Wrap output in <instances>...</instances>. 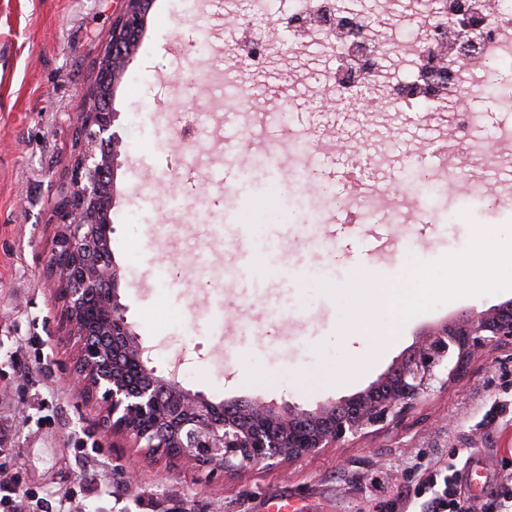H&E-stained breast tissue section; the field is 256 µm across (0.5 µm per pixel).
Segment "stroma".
Segmentation results:
<instances>
[{
    "mask_svg": "<svg viewBox=\"0 0 512 512\" xmlns=\"http://www.w3.org/2000/svg\"><path fill=\"white\" fill-rule=\"evenodd\" d=\"M124 0H0V480L19 479L32 493L25 512H58L70 494L72 512H270L294 498L302 512H416L435 466L452 467L458 496L475 512L512 483V348L486 350L447 393L430 396L411 414L366 437L275 468L221 472L129 447L102 426L103 396L76 390L74 343L63 338L62 305L52 293L46 262L58 232L54 206L75 152L74 121L96 75L113 19ZM292 0H273L268 14L279 39L232 111L214 104L213 87L184 93L201 61L177 51L194 28H205L226 82L241 73L240 53L224 18L249 14L246 0H207L185 18L176 0H155L146 28L112 99L124 149L116 172L112 254L123 266L120 301L152 364L167 371L182 358L183 386L216 403L262 397L306 409L353 395L376 381L427 326L468 310L512 300V290L464 297L410 319L383 356L351 382L299 383L318 372L320 346L342 348L338 302L317 282L349 284L357 252L347 242L313 232L309 213L369 233L387 230L385 255L370 259L391 279L410 258L432 261L463 250L468 209L483 224L512 221V199L481 192L446 195L429 220L383 223L394 194L407 191L404 170L418 146L438 145L453 130L452 114L420 107L369 117L338 102L317 113L318 90L333 63L321 58L295 69L290 55L315 54L283 24ZM303 105L333 127L328 145H313L315 172L332 171L336 196L374 186L377 211L336 208L294 181L270 183L252 172L251 156L277 145L264 128L267 113ZM377 133L363 134L367 123ZM220 133L218 144L183 139L185 124ZM381 156L379 173L352 171V154ZM232 167V182L199 186L184 163L196 158ZM243 210L230 209L228 197ZM175 274L157 281V269ZM223 310L228 323L214 334L208 320Z\"/></svg>",
    "mask_w": 512,
    "mask_h": 512,
    "instance_id": "stroma-1",
    "label": "stroma"
}]
</instances>
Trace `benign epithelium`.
Returning a JSON list of instances; mask_svg holds the SVG:
<instances>
[{"label": "benign epithelium", "mask_w": 512, "mask_h": 512, "mask_svg": "<svg viewBox=\"0 0 512 512\" xmlns=\"http://www.w3.org/2000/svg\"><path fill=\"white\" fill-rule=\"evenodd\" d=\"M125 2L76 115L78 152L56 207L60 230L47 263L55 295L64 303L63 337L79 348L75 385L86 394L103 390L107 430L147 448H180L181 456L215 470L275 466L404 417L423 399L465 377L484 350L512 346L511 301L470 311L427 327L366 389L313 409L260 398L224 406L185 388L177 368L157 374L120 302L123 270L113 258L102 260L112 254V187L123 143L113 130L112 98L151 5V0ZM484 34L478 21H464L453 50L471 52ZM93 302L104 311L94 326L83 317Z\"/></svg>", "instance_id": "1"}]
</instances>
